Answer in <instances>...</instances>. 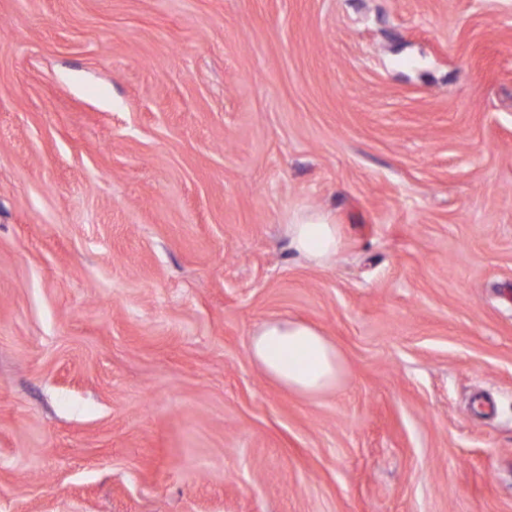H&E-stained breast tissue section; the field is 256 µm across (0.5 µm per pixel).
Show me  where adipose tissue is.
<instances>
[{
	"instance_id": "ef3b65f1",
	"label": "adipose tissue",
	"mask_w": 512,
	"mask_h": 512,
	"mask_svg": "<svg viewBox=\"0 0 512 512\" xmlns=\"http://www.w3.org/2000/svg\"><path fill=\"white\" fill-rule=\"evenodd\" d=\"M286 232L289 248L314 265L334 263L341 252L338 226L326 213H289ZM250 353L270 378L306 397L335 389L345 374L335 345L318 328L296 319L266 321L253 335Z\"/></svg>"
}]
</instances>
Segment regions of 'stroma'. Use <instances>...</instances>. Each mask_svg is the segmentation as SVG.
Masks as SVG:
<instances>
[{
  "mask_svg": "<svg viewBox=\"0 0 512 512\" xmlns=\"http://www.w3.org/2000/svg\"><path fill=\"white\" fill-rule=\"evenodd\" d=\"M0 512H512V0H0ZM286 232L289 248L314 265H330L341 252L342 240L338 226L324 212L288 213ZM253 360L282 387L306 397L336 389L345 363L315 326L290 318L266 321L250 341Z\"/></svg>",
  "mask_w": 512,
  "mask_h": 512,
  "instance_id": "35a3bbf8",
  "label": "stroma"
}]
</instances>
